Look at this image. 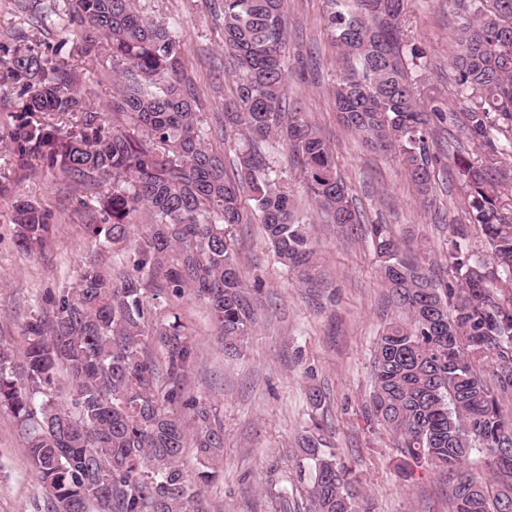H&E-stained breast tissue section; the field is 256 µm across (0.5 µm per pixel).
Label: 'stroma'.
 Instances as JSON below:
<instances>
[{"label": "stroma", "instance_id": "1", "mask_svg": "<svg viewBox=\"0 0 512 512\" xmlns=\"http://www.w3.org/2000/svg\"><path fill=\"white\" fill-rule=\"evenodd\" d=\"M157 19L180 24L187 47L186 75L209 113L223 111L232 84L224 77V47L216 15L219 0H143ZM329 0H286L288 104L304 112L336 153L339 173L352 189L367 224L390 225L393 233L427 252L432 271L445 265L448 224L463 218V190L454 158L468 150L456 123L460 98L449 66L457 21V0H408L402 21L406 49L419 59L412 69L422 102L443 106L446 119L436 136L435 202L422 209L398 163L372 154L338 118L331 87L340 74V49L327 26ZM307 222L315 249L313 283L304 284L280 265L260 225L238 224L231 233L255 309L248 349L227 358L217 347L201 305L192 295L177 312L197 346L189 393L215 409L224 425V460L205 497L210 512H271L257 488L268 459L280 456L291 497L306 512L309 475L299 474L291 452L303 426L317 420L338 459L354 467L370 512H450L447 475L416 470L404 480L391 437L370 425L364 409L372 392L371 362L383 326L399 312L379 281L369 239L346 240L324 223L305 196L287 149L270 151ZM31 200L54 216L44 251L28 252L15 241L17 200ZM94 191L71 188L41 173L0 194V328L21 336L33 316L51 311L52 300L78 280L84 262L112 252L85 227L94 223ZM325 395L320 407L306 397L309 386ZM38 480L24 438L12 416L0 413V512H36Z\"/></svg>", "mask_w": 512, "mask_h": 512}]
</instances>
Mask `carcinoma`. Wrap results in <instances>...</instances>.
I'll return each instance as SVG.
<instances>
[{
  "instance_id": "carcinoma-1",
  "label": "carcinoma",
  "mask_w": 512,
  "mask_h": 512,
  "mask_svg": "<svg viewBox=\"0 0 512 512\" xmlns=\"http://www.w3.org/2000/svg\"><path fill=\"white\" fill-rule=\"evenodd\" d=\"M140 0H67L28 11L26 28L0 41V141L9 167L97 190L101 223L87 228L112 251L96 257L52 311L24 326L15 347L0 335V411L18 423L40 487L37 512H203L202 487L224 456V426L188 395L196 347L173 309L146 297L180 299L189 289L206 308L227 355L245 354L253 307L229 226L263 225L277 261L304 280L314 249L294 199L264 150L274 141L300 166L303 189L348 238L368 236L379 274L402 318L386 325L372 360L371 419L393 437L406 466L452 476L454 512H512V216L501 189L512 186L494 133L512 135V0H464L450 59L461 88L459 132L482 153L462 155L457 172L464 220L450 225L447 278H433L387 224H364L334 152L299 112H287L285 0H222L221 28L234 98L224 136H238L233 174L207 141L206 113L183 82L180 27L148 16ZM405 0H353L328 27L342 49L333 89L343 123L364 149L394 156L421 204H432V123L409 78L401 18ZM94 65L110 66L107 109L79 84L62 50L68 42ZM249 190L252 206L242 202ZM51 212L15 206L20 246L43 248ZM478 228L487 256L468 245ZM162 350L164 377L149 357ZM314 421L295 466L312 470L308 512H360L352 469L325 447ZM203 470L181 468L187 444ZM481 455L489 476L464 468ZM260 483L274 512L295 505L277 458Z\"/></svg>"
}]
</instances>
